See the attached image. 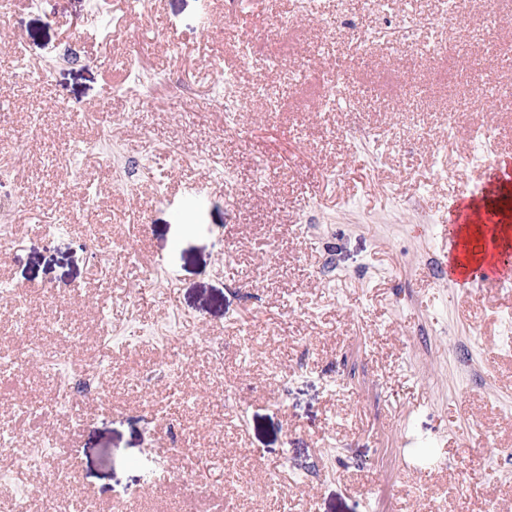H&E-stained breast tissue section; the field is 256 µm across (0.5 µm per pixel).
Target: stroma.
I'll list each match as a JSON object with an SVG mask.
<instances>
[{"label": "stroma", "instance_id": "1", "mask_svg": "<svg viewBox=\"0 0 512 512\" xmlns=\"http://www.w3.org/2000/svg\"><path fill=\"white\" fill-rule=\"evenodd\" d=\"M329 2L312 13L249 0L237 18L244 31L290 20V55L315 74L303 84L269 69L273 45L241 63L236 44L204 34L223 27L225 0H134L120 23L91 0H42L0 25V113L12 122L0 149L14 168L0 198L17 210L16 241L0 253V357L21 346L18 319L34 325L61 308L76 363L103 366L100 395L35 435L0 398V425L17 427L0 441V512H16L23 485L56 465H22L33 440L77 449L50 494L86 495L99 512H179L187 493L215 487L212 512H512V287L453 285L438 268L450 201L466 184L490 181L487 202L512 225V93L467 113L498 129L471 161L466 127L446 138L455 89L416 52L457 43L491 57L459 83H512L501 63L512 57V0L494 33L483 32L482 0H468L465 24L417 27L414 50L399 55L387 43L396 23L434 16L440 0H348L349 22L331 32L317 26ZM78 26L89 31L83 63L53 62ZM140 30L157 36L143 73L192 90L141 100L142 126L110 85ZM103 32L108 70L95 60ZM218 68L229 84L214 82ZM340 74L347 94L320 111ZM386 79L413 95L398 102ZM259 82L278 110L254 95ZM221 94L244 107L236 132L208 109ZM367 128L381 132L376 147L359 136ZM106 132L139 160L134 178L121 158L91 152ZM148 273L156 292L143 303L134 290ZM21 288L24 305L3 301ZM170 321L187 337L173 347L178 375L144 386L132 361L159 368L167 354H132L125 341ZM105 324L118 334L107 344ZM161 467L171 479L194 471V487L158 489L150 473Z\"/></svg>", "mask_w": 512, "mask_h": 512}]
</instances>
